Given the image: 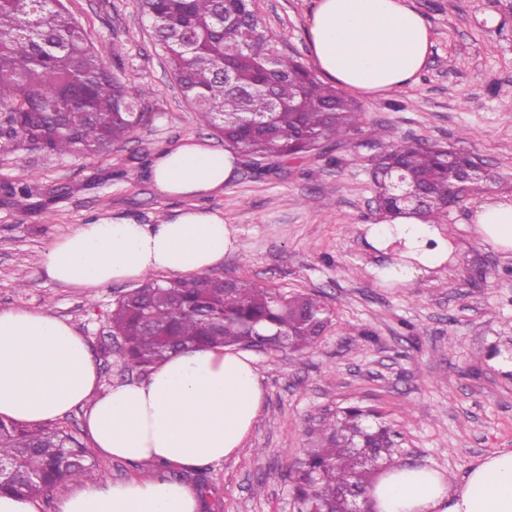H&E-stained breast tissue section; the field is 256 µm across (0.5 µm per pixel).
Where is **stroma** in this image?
Masks as SVG:
<instances>
[{"label":"stroma","mask_w":512,"mask_h":512,"mask_svg":"<svg viewBox=\"0 0 512 512\" xmlns=\"http://www.w3.org/2000/svg\"><path fill=\"white\" fill-rule=\"evenodd\" d=\"M316 0H255L287 54L312 65L306 30ZM432 46L415 84L380 96L354 95L359 131L345 143L257 172L239 165L223 194L200 199L236 229L237 248L213 273L260 288L317 292L331 323L306 357L257 353L263 409L245 448L204 471L161 469L199 491L202 512H292L286 449L310 447L322 413L378 407L399 433L398 464L463 479L496 448L512 449V376L499 352L512 347V253L481 243L471 214L492 196L512 203V0H411ZM99 41L112 71L152 88L140 105L151 121L110 153L60 157L0 144V308L46 309L83 337L103 385L142 379L128 368L109 316L133 289L96 296L51 281L49 246L106 212L150 223L185 208L156 190L155 155L184 138L223 148L184 100L138 0H66ZM420 140L483 160L484 182L450 208L440 229L456 250L442 268L408 285L372 273L364 225L378 221L368 159L378 139ZM31 175L30 193L8 187Z\"/></svg>","instance_id":"1"}]
</instances>
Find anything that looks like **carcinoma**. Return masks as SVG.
I'll return each instance as SVG.
<instances>
[{
    "label": "carcinoma",
    "instance_id": "cac0c4a2",
    "mask_svg": "<svg viewBox=\"0 0 512 512\" xmlns=\"http://www.w3.org/2000/svg\"><path fill=\"white\" fill-rule=\"evenodd\" d=\"M199 124L258 170L268 163L340 144L360 129L361 112L302 62L279 50L253 0H141ZM151 94L131 75L110 70L87 32L58 0H0V116L13 126V151L102 155L151 116ZM416 186L402 202L389 178ZM380 209L410 206L429 224L447 214L454 178L448 148L415 140L380 141L372 158ZM328 323L319 297L257 288L212 276L148 280L112 309V336L142 372L199 345L288 350L301 357ZM319 437L287 471L294 512H337L352 489L369 485L380 461H394L395 432L358 405L325 414ZM0 461L11 471L0 492L26 500L92 475L89 452L57 428L28 429L0 419Z\"/></svg>",
    "mask_w": 512,
    "mask_h": 512
}]
</instances>
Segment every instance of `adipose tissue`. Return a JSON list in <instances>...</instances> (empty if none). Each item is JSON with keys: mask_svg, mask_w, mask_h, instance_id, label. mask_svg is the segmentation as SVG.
<instances>
[{"mask_svg": "<svg viewBox=\"0 0 512 512\" xmlns=\"http://www.w3.org/2000/svg\"><path fill=\"white\" fill-rule=\"evenodd\" d=\"M319 72L345 89L384 94L415 84L432 44L426 20L408 0H317L307 28ZM234 152L193 139L162 151L151 166L159 193L188 200L157 224L106 216L54 241L42 265L69 288H105L157 273L202 276L233 251L236 230L221 212L191 207L220 194L235 175ZM472 222L484 244L512 252V204L486 199ZM367 243L398 255L378 269L407 284L444 265L455 246L435 225L411 215L370 225ZM253 356L231 347L171 354L143 379L104 387L81 336L47 310L0 309V417L36 426L74 408L96 455L175 469L235 456L262 409ZM378 512H512V450L499 448L463 481L426 468L396 467L372 486ZM201 499L169 480L133 477L75 482L59 512H199Z\"/></svg>", "mask_w": 512, "mask_h": 512, "instance_id": "ef3b65f1", "label": "adipose tissue"}]
</instances>
